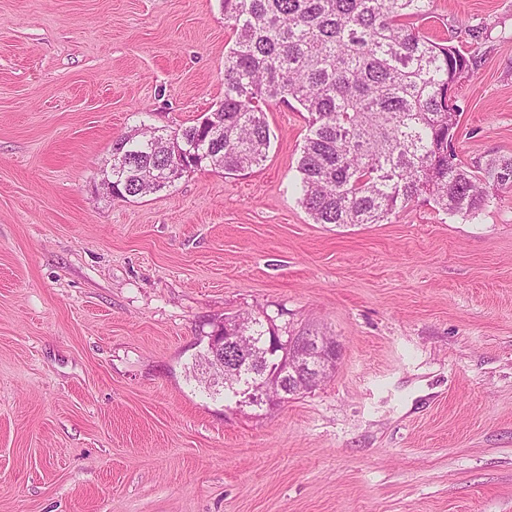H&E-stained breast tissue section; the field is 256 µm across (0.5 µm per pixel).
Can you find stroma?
<instances>
[{
    "label": "stroma",
    "instance_id": "obj_1",
    "mask_svg": "<svg viewBox=\"0 0 512 512\" xmlns=\"http://www.w3.org/2000/svg\"><path fill=\"white\" fill-rule=\"evenodd\" d=\"M431 12L477 61L460 159L512 158V0ZM231 37L221 0H0V512H512V184L474 218L315 223L309 115L273 102L260 165L103 190L117 138L216 108ZM246 313L333 336L332 377L204 389ZM232 322V326H227V336H224V334L220 336L219 330L215 331L213 336H209L202 367L211 375L222 376L225 371L237 372L243 363L252 359L250 351L238 347V336H234L238 323L236 317L232 319Z\"/></svg>",
    "mask_w": 512,
    "mask_h": 512
}]
</instances>
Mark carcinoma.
Wrapping results in <instances>:
<instances>
[{
    "instance_id": "obj_1",
    "label": "carcinoma",
    "mask_w": 512,
    "mask_h": 512,
    "mask_svg": "<svg viewBox=\"0 0 512 512\" xmlns=\"http://www.w3.org/2000/svg\"><path fill=\"white\" fill-rule=\"evenodd\" d=\"M432 0H222L233 35L224 99L210 123L142 128L112 145L113 197L157 192L193 167L258 166L270 147L264 107L295 101L310 115L298 161L301 203L317 224H381L421 195L449 216L474 217L489 189L512 184V160L472 170L448 152L458 112L448 85L477 62L423 26ZM247 368L262 387L270 365Z\"/></svg>"
}]
</instances>
